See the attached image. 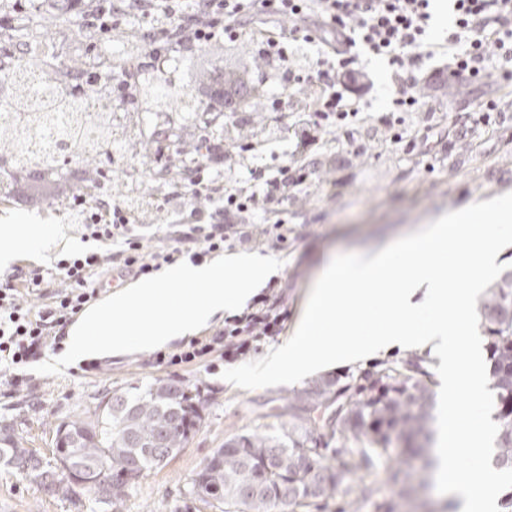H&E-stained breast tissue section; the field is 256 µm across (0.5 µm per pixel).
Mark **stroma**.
I'll use <instances>...</instances> for the list:
<instances>
[{
  "label": "stroma",
  "mask_w": 512,
  "mask_h": 512,
  "mask_svg": "<svg viewBox=\"0 0 512 512\" xmlns=\"http://www.w3.org/2000/svg\"><path fill=\"white\" fill-rule=\"evenodd\" d=\"M363 64L370 88L365 123L353 141L339 131L323 132L317 145L301 148L305 95L275 83L214 132L209 162L222 170L226 189L246 185L252 160L240 154L243 142H259L262 164L285 165L305 177L289 188L287 202L252 217L247 240L224 249L228 255L259 252L283 262L263 290L264 296L280 301L284 317L279 333L257 342L249 360L264 357L292 335L313 283L335 256L383 248L447 212L512 192V112L505 122L460 131L462 108L512 96V88L494 78L479 88L453 82L425 85L422 93L431 108L406 113V141L397 144L378 122L391 106L392 70L378 58L364 59ZM138 152L144 160L139 189L151 198L136 219L144 227V246L149 251L175 248L177 242L168 233L175 215L166 205L173 184L160 173L177 166V157L171 151L156 154L150 144L139 146ZM69 214L54 195L35 204L20 203L15 191L8 199L0 198V224H42L48 229L36 249L15 259L13 269L43 276L59 253L98 249L97 241L83 238ZM189 344L183 338L152 352L101 358L94 370L87 362H77L58 376L41 375L28 366L0 373V425H10L25 447L48 459L54 427L76 415H91L112 390L157 378L181 383L202 403L201 422L174 459L133 485L119 512H218L185 496L206 458L233 437L301 426L305 414L291 404L292 386L244 390L222 379L230 364L220 354L202 362L171 363V355ZM424 446L425 456L413 463L411 495H404L402 485L390 481L381 467L368 475H348L335 497L316 501L307 512H379V504L390 502L396 512H457L455 495L435 490V439ZM366 484L374 489L368 499L360 495ZM0 512H93V504L87 492L65 498L0 467Z\"/></svg>",
  "instance_id": "1"
}]
</instances>
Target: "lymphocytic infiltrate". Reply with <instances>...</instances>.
Segmentation results:
<instances>
[{
	"label": "lymphocytic infiltrate",
	"instance_id": "lymphocytic-infiltrate-1",
	"mask_svg": "<svg viewBox=\"0 0 512 512\" xmlns=\"http://www.w3.org/2000/svg\"><path fill=\"white\" fill-rule=\"evenodd\" d=\"M51 4L75 23L93 28L94 51L108 49L113 28L128 25L147 44L149 53L135 69L114 77L112 96L128 106L137 103L135 89L145 79H156V61L174 54L194 55L213 43H236L252 38L253 24H262L260 38H253L254 54L268 66L266 75L242 79L227 77L224 66L214 63L202 83H194L183 71L180 84L193 86L203 111L220 112L244 103L263 90L266 79L288 89L306 82L316 88L308 97L310 124L321 129L344 128L360 112V92L367 74L360 58L372 55L386 59L397 84L392 111L381 121L398 125V113L417 112L423 102L414 94L419 84L434 78L476 82L496 67L503 82L512 81V0H452L454 26L448 34V60L443 66L426 68L432 53L426 48L431 0H33ZM318 43L317 71L301 75L292 69L290 48ZM216 172L199 166L195 181L184 191L185 204L176 222L174 249H144V236L130 222L127 210L117 201L89 202L67 192L72 208L83 215L85 238L108 244L105 252L69 254L56 269L64 281L52 300L43 306L25 302L21 294L38 292L37 278L17 284L0 282V363L18 367L42 348L58 344L57 330L82 312L98 296L90 279L105 265L118 263L136 276L158 271L182 254L181 244L201 242L206 254L223 251L227 236L225 217L241 218L270 204L285 200L294 180L287 167H256L249 171V190L228 193L222 206H215L212 185ZM280 321L275 304L261 299L259 308L234 316L229 327L210 338L194 342L189 350L173 354L172 362L191 363L219 351L232 358L247 355L253 342L274 335Z\"/></svg>",
	"mask_w": 512,
	"mask_h": 512
}]
</instances>
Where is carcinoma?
<instances>
[{
    "instance_id": "carcinoma-1",
    "label": "carcinoma",
    "mask_w": 512,
    "mask_h": 512,
    "mask_svg": "<svg viewBox=\"0 0 512 512\" xmlns=\"http://www.w3.org/2000/svg\"><path fill=\"white\" fill-rule=\"evenodd\" d=\"M138 50L137 41L129 39L122 52L107 55L96 63L109 78L129 68ZM0 77L8 87H16L23 76L38 65L20 54L8 41H0ZM69 60L55 57V75L43 81V91L36 96L19 94L0 98V143L11 148L9 166L36 170L53 162L49 155L30 152V139L57 125L60 115L67 114L68 134L59 150L85 162L112 157V149L140 139L141 134L157 124L174 101L171 87L164 81L141 88V104L145 111L137 113L136 125L119 126L113 122L112 110L103 106L100 86L67 85L59 75L67 72ZM210 151L209 140L200 139L181 151L185 163L176 176L191 171L189 164ZM88 200L118 196L128 206L142 209L145 197L137 193L133 182L112 183V180L90 177L78 185ZM480 323L487 338L489 385L495 391L499 413V437L496 452L498 468H512V269H506L499 281L489 289L479 306ZM414 363L384 366L364 371L355 385H339L336 379H320L314 385L292 393L291 403L310 412L307 426L282 434L241 435L224 442L217 449L210 468L196 473L204 502L224 507L222 512H271L287 505L291 512L307 508L319 499L335 495L344 474L326 463L320 441L313 431L326 429L330 435L350 431L360 447L349 448V472H371L382 462H390L391 479L406 481L411 459L418 449L411 445L423 433L430 418L434 393L430 384L407 374ZM201 408L185 388L173 390V382L157 379L134 391L112 393L111 403L95 409L87 417L76 416L56 426L54 451L64 448L74 465L104 469L113 477L105 487H91L98 512H111L123 503L132 482L143 473L164 466L175 456L173 448L185 446L190 428L185 421L200 418ZM179 421L171 431L170 441L160 443L159 428L167 421ZM311 460L315 468L329 475L318 492L309 495L312 475L302 463ZM26 462L39 469L32 474H49L51 465L43 464L30 448L16 439L11 429L0 428V465L19 470ZM261 483V488L248 496L243 488Z\"/></svg>"
}]
</instances>
